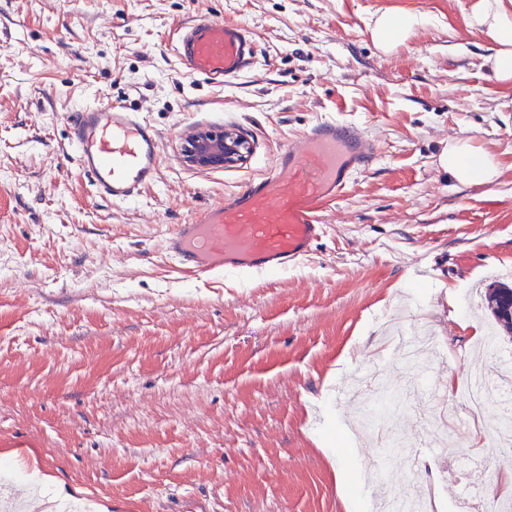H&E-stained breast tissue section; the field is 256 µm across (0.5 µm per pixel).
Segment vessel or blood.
<instances>
[{"label": "vessel or blood", "instance_id": "1", "mask_svg": "<svg viewBox=\"0 0 512 512\" xmlns=\"http://www.w3.org/2000/svg\"><path fill=\"white\" fill-rule=\"evenodd\" d=\"M171 49L184 76L216 85L234 81L255 59L247 26L206 14L182 23ZM68 126L74 159L102 198L125 204L157 184L159 133L141 113L102 100L70 115ZM379 153L378 141L361 126L319 119L259 177L175 225L165 249L199 278L285 273L324 236V207L367 173Z\"/></svg>", "mask_w": 512, "mask_h": 512}]
</instances>
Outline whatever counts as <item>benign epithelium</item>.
<instances>
[{
    "instance_id": "obj_1",
    "label": "benign epithelium",
    "mask_w": 512,
    "mask_h": 512,
    "mask_svg": "<svg viewBox=\"0 0 512 512\" xmlns=\"http://www.w3.org/2000/svg\"><path fill=\"white\" fill-rule=\"evenodd\" d=\"M249 151V142L235 132L199 130L189 139L184 158L196 168L218 169L241 161Z\"/></svg>"
}]
</instances>
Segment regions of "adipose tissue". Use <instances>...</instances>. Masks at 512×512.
Segmentation results:
<instances>
[{"instance_id": "1", "label": "adipose tissue", "mask_w": 512, "mask_h": 512, "mask_svg": "<svg viewBox=\"0 0 512 512\" xmlns=\"http://www.w3.org/2000/svg\"><path fill=\"white\" fill-rule=\"evenodd\" d=\"M423 22L416 13H385L376 19L371 32L374 40L388 50ZM467 25L488 42V62L495 79L505 85L512 83V0H474ZM439 163L444 172L461 183L491 184L500 175L490 153L475 150L464 141L448 147Z\"/></svg>"}]
</instances>
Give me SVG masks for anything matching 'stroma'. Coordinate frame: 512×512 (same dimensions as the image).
<instances>
[{
    "label": "stroma",
    "instance_id": "35a3bbf8",
    "mask_svg": "<svg viewBox=\"0 0 512 512\" xmlns=\"http://www.w3.org/2000/svg\"><path fill=\"white\" fill-rule=\"evenodd\" d=\"M472 0H0V512H375L386 470L457 512L475 447L429 386L493 373L474 309L512 285V87L497 82ZM425 23L392 50L382 13ZM205 13L250 28L255 67L216 86L180 75L174 27ZM118 99L161 136L144 197L96 196L66 114ZM357 123L381 150L324 211L326 234L287 273L199 279L163 240L260 176L315 120ZM230 130L246 159L187 165L181 130ZM469 140L500 170L463 184L439 165ZM426 333L408 369L384 328ZM378 370L368 404L336 391ZM69 498L49 502L45 481Z\"/></svg>",
    "mask_w": 512,
    "mask_h": 512
}]
</instances>
